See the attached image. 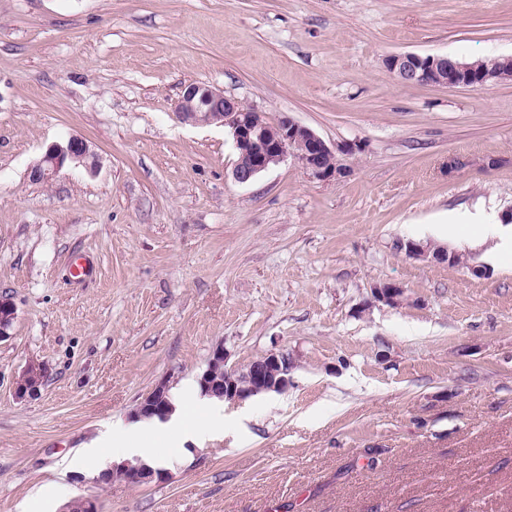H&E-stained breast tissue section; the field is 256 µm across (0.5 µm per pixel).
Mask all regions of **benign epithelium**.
I'll return each instance as SVG.
<instances>
[{
	"instance_id": "7a95c632",
	"label": "benign epithelium",
	"mask_w": 512,
	"mask_h": 512,
	"mask_svg": "<svg viewBox=\"0 0 512 512\" xmlns=\"http://www.w3.org/2000/svg\"><path fill=\"white\" fill-rule=\"evenodd\" d=\"M512 55L496 68L479 69L466 61L444 55L399 53L386 59V66L403 84H433L446 88L469 87L474 90L509 77L505 68ZM179 117L194 125H218L229 128L237 160L232 176L239 184L252 182L263 172L284 161L288 156L297 159L314 177L321 180L338 179L347 174V168L336 163L337 151L310 128L289 116L277 123H269L263 113L242 105L234 98L203 82L185 85L179 102ZM82 166L89 172L96 170L95 153L88 142L77 136L49 145L40 159L31 167L32 181L51 180L66 166ZM403 289L393 283L373 288L377 302L395 306L400 303ZM17 307L7 296H0V341L10 336ZM295 362L286 352H270L249 363L245 368L228 365L224 346H215L207 365L198 374L197 383L204 396L237 402L250 396L282 392L292 382ZM45 369L30 363L16 381L15 397L23 400L35 394L43 382ZM170 384L163 379L145 394L135 409L139 417L166 419L173 407L169 401ZM168 478V472L148 471L137 464H114L101 473L100 480L121 481L130 485H145Z\"/></svg>"
}]
</instances>
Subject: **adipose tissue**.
Here are the masks:
<instances>
[{
    "label": "adipose tissue",
    "mask_w": 512,
    "mask_h": 512,
    "mask_svg": "<svg viewBox=\"0 0 512 512\" xmlns=\"http://www.w3.org/2000/svg\"><path fill=\"white\" fill-rule=\"evenodd\" d=\"M218 404V398L200 399L189 393L186 396L174 398L173 410L166 421L149 418L120 425L119 430L125 439V446L121 453L122 460L131 461L161 455V448L148 445V438L161 439L175 429L179 430L186 439L208 434L214 426L215 408Z\"/></svg>",
    "instance_id": "adipose-tissue-1"
}]
</instances>
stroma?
<instances>
[{"label":"stroma","instance_id":"stroma-1","mask_svg":"<svg viewBox=\"0 0 512 512\" xmlns=\"http://www.w3.org/2000/svg\"><path fill=\"white\" fill-rule=\"evenodd\" d=\"M407 52L512 55V0H0V512H512V255L480 234L512 209V81L405 85L384 61ZM190 82L347 174L290 156L236 183L229 133L177 115ZM72 136L96 171L30 180ZM219 344L287 352L290 386L170 442L162 482L90 477L83 448L111 464L113 425L161 379L197 390ZM45 369L40 364L30 363L16 381L15 397L23 400L35 394L43 382Z\"/></svg>","mask_w":512,"mask_h":512}]
</instances>
